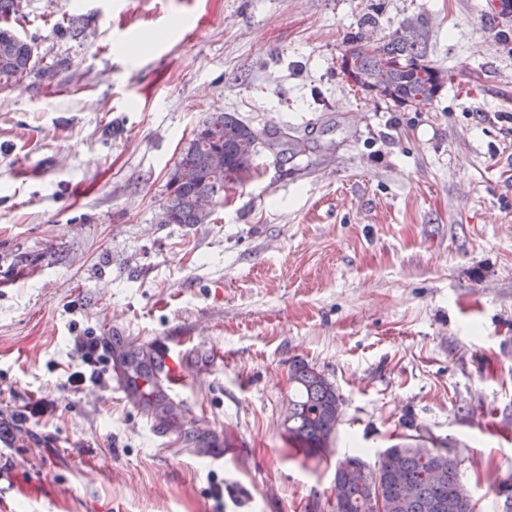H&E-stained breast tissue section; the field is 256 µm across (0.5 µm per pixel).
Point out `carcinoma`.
<instances>
[{"instance_id": "1", "label": "carcinoma", "mask_w": 512, "mask_h": 512, "mask_svg": "<svg viewBox=\"0 0 512 512\" xmlns=\"http://www.w3.org/2000/svg\"><path fill=\"white\" fill-rule=\"evenodd\" d=\"M19 0H0V88L21 82L36 67L35 44L14 27ZM420 34L406 27L377 47L358 39L345 56V71L363 91H377L403 104L429 103L446 83L447 74L422 59ZM257 130L228 112H213L200 133L180 153L162 206L163 224H207L224 203V189L242 184L256 174V151H241L256 144ZM297 395L289 403L288 437L307 455L317 456L331 443L341 416L342 398L333 383L308 363L298 360L291 370ZM357 464L367 468L369 486L346 489L336 512H373L368 487L379 492L383 512H437L439 502H451L452 512H472L470 496L461 483L457 466L423 443L405 442L386 449L370 465L358 455L341 459L336 469ZM441 477L434 480L430 472ZM401 473L414 492L408 496L395 479Z\"/></svg>"}]
</instances>
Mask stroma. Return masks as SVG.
<instances>
[{"instance_id": "stroma-1", "label": "stroma", "mask_w": 512, "mask_h": 512, "mask_svg": "<svg viewBox=\"0 0 512 512\" xmlns=\"http://www.w3.org/2000/svg\"><path fill=\"white\" fill-rule=\"evenodd\" d=\"M504 0H20L37 71L0 90V512H335L336 463L414 438L473 512L512 484V13ZM77 21L79 36L65 24ZM451 74L423 106L358 91L356 38L403 25ZM155 42L141 45L143 32ZM214 112L278 128L208 224L160 221ZM184 346L170 441L74 341ZM343 399L315 458L295 361Z\"/></svg>"}]
</instances>
